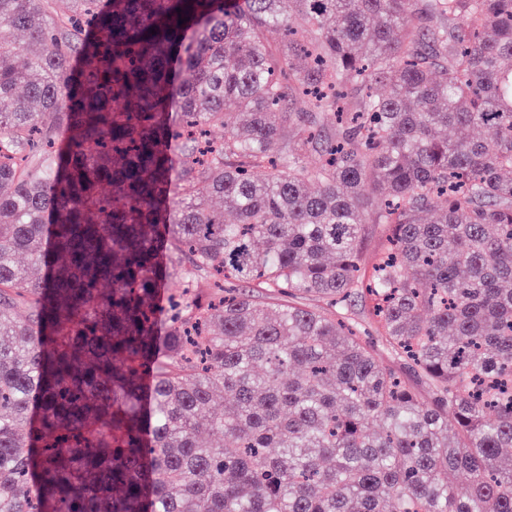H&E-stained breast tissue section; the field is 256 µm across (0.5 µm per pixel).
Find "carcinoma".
I'll return each instance as SVG.
<instances>
[{
	"instance_id": "1",
	"label": "carcinoma",
	"mask_w": 512,
	"mask_h": 512,
	"mask_svg": "<svg viewBox=\"0 0 512 512\" xmlns=\"http://www.w3.org/2000/svg\"><path fill=\"white\" fill-rule=\"evenodd\" d=\"M68 3L0 0V512H512V0Z\"/></svg>"
}]
</instances>
